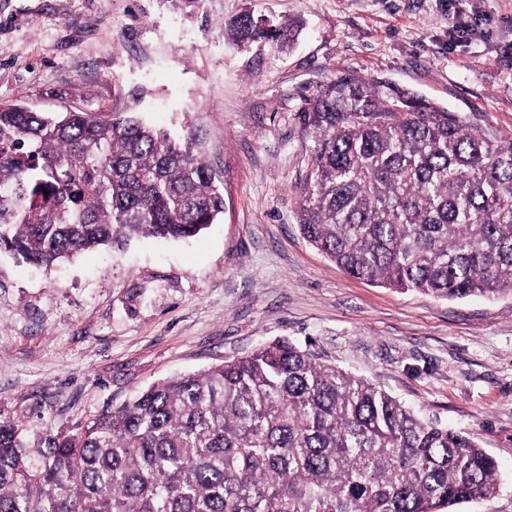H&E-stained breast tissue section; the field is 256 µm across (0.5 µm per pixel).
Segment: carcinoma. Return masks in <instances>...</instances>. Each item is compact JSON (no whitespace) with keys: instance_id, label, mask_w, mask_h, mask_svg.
I'll return each mask as SVG.
<instances>
[{"instance_id":"cac0c4a2","label":"carcinoma","mask_w":512,"mask_h":512,"mask_svg":"<svg viewBox=\"0 0 512 512\" xmlns=\"http://www.w3.org/2000/svg\"><path fill=\"white\" fill-rule=\"evenodd\" d=\"M224 24L280 47L289 23ZM304 239L354 278L442 299L512 295V137L379 78L305 99ZM224 214L197 134L128 112L0 102V250L49 269ZM0 421V512H443L498 492L494 457L288 340L164 380L72 433Z\"/></svg>"}]
</instances>
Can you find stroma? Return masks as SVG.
Instances as JSON below:
<instances>
[{"label":"stroma","instance_id":"stroma-1","mask_svg":"<svg viewBox=\"0 0 512 512\" xmlns=\"http://www.w3.org/2000/svg\"><path fill=\"white\" fill-rule=\"evenodd\" d=\"M251 11L292 48L227 44ZM344 73L512 135V0H0V101L196 130L225 209L197 237L131 240L51 270L0 252V421L71 430L160 381L286 339L467 432L512 512V295L436 299L349 276L302 236L299 113Z\"/></svg>","mask_w":512,"mask_h":512}]
</instances>
